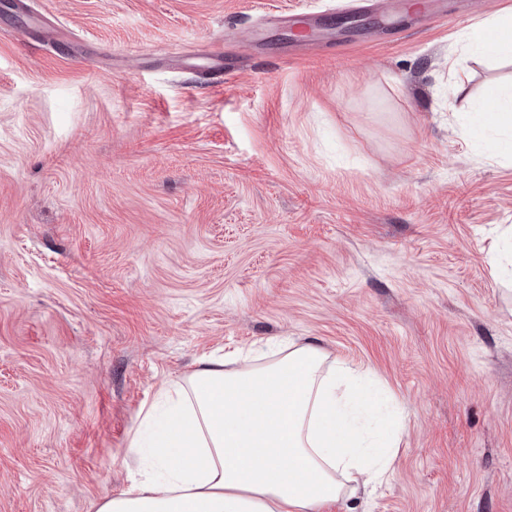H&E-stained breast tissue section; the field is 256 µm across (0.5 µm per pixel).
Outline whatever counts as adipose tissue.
<instances>
[{
	"label": "adipose tissue",
	"instance_id": "1",
	"mask_svg": "<svg viewBox=\"0 0 512 512\" xmlns=\"http://www.w3.org/2000/svg\"><path fill=\"white\" fill-rule=\"evenodd\" d=\"M468 45L512 56V13L473 27ZM364 372L288 339L208 356L163 381L130 446L141 479L95 512H359L387 477L400 421L370 422Z\"/></svg>",
	"mask_w": 512,
	"mask_h": 512
}]
</instances>
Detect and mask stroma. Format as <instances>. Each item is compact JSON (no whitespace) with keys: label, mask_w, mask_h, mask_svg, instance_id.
Here are the masks:
<instances>
[{"label":"stroma","mask_w":512,"mask_h":512,"mask_svg":"<svg viewBox=\"0 0 512 512\" xmlns=\"http://www.w3.org/2000/svg\"><path fill=\"white\" fill-rule=\"evenodd\" d=\"M26 2L0 0V512H93L163 380L271 337L401 413L366 512H512V163L466 129L512 63L465 41L512 0L342 28L336 0Z\"/></svg>","instance_id":"35a3bbf8"}]
</instances>
